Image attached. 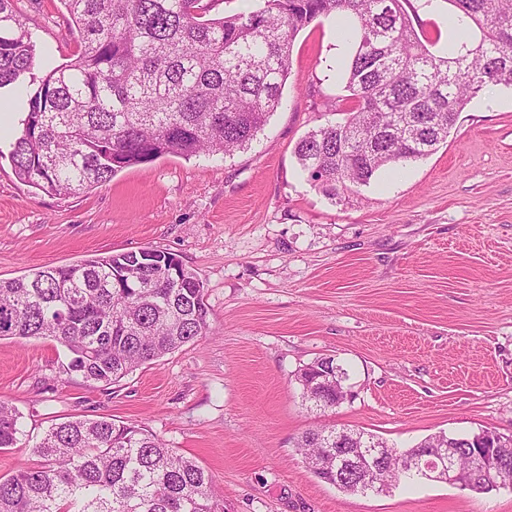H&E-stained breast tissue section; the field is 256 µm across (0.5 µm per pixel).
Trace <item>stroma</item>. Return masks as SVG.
Instances as JSON below:
<instances>
[{
	"label": "stroma",
	"instance_id": "obj_1",
	"mask_svg": "<svg viewBox=\"0 0 512 512\" xmlns=\"http://www.w3.org/2000/svg\"><path fill=\"white\" fill-rule=\"evenodd\" d=\"M36 71L79 50L60 0H19ZM437 50L459 33L446 0H411ZM336 18L295 38L283 104L250 148L167 156L69 197L21 182L0 112V279L139 248L177 254L204 286L199 341L92 387L46 338L0 339V401L24 434L0 477L37 463L55 423L145 424L213 478L218 512H512V492L423 480L351 494L318 479L296 443L329 424L409 448L438 433L512 435V90L486 89L433 155L380 170L332 202L294 154L347 107ZM331 356L354 395L310 407L295 379Z\"/></svg>",
	"mask_w": 512,
	"mask_h": 512
}]
</instances>
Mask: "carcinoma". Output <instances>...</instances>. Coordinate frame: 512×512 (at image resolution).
<instances>
[{
  "label": "carcinoma",
  "instance_id": "1",
  "mask_svg": "<svg viewBox=\"0 0 512 512\" xmlns=\"http://www.w3.org/2000/svg\"><path fill=\"white\" fill-rule=\"evenodd\" d=\"M18 0H0V89L30 78L32 91L10 160L16 177L54 196L105 184L121 170L165 156L231 155L248 147L281 105L296 34L314 20L353 24L343 64L354 105L304 135L301 169L331 200L356 194L382 168L447 142L468 103L491 86L512 88V0H445L461 37L450 52L415 27L410 0H257L249 11L208 17L201 0H61L79 34L70 62L37 76L36 45ZM203 285L174 253L140 248L0 280V338L44 337L64 347L67 370L108 386L208 330ZM317 378L295 373L303 395L336 401L332 360ZM297 448L313 466L323 445ZM22 435L0 402V450ZM458 483L489 493L512 486V447L489 472ZM43 459L0 478V512H216L212 477L135 423L110 418L52 425Z\"/></svg>",
  "mask_w": 512,
  "mask_h": 512
}]
</instances>
